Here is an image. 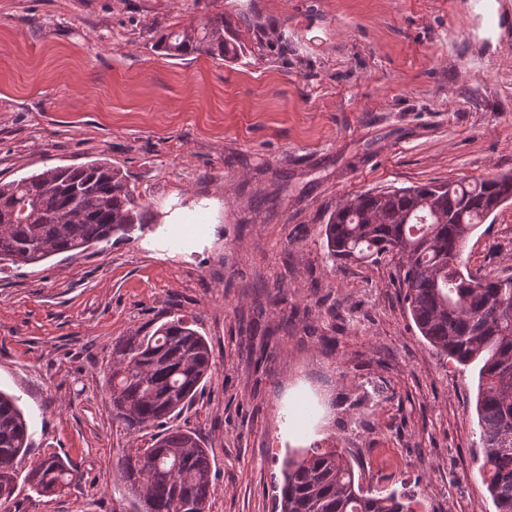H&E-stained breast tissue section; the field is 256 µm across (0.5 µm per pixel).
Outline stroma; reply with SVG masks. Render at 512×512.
<instances>
[{
	"label": "stroma",
	"mask_w": 512,
	"mask_h": 512,
	"mask_svg": "<svg viewBox=\"0 0 512 512\" xmlns=\"http://www.w3.org/2000/svg\"><path fill=\"white\" fill-rule=\"evenodd\" d=\"M238 58L175 59L212 16ZM105 158L149 223L0 265V390L77 479L11 512H135L117 466L112 343L167 313L215 364L173 421L212 458L210 512H273L289 451L350 450L415 512H496L478 380L420 336L386 259L332 265L324 226L368 190L512 172V0H0V180ZM512 274V203L470 237Z\"/></svg>",
	"instance_id": "stroma-1"
}]
</instances>
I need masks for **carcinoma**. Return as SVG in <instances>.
Instances as JSON below:
<instances>
[{
	"label": "carcinoma",
	"mask_w": 512,
	"mask_h": 512,
	"mask_svg": "<svg viewBox=\"0 0 512 512\" xmlns=\"http://www.w3.org/2000/svg\"><path fill=\"white\" fill-rule=\"evenodd\" d=\"M158 48L177 58L238 55L237 44L224 38L222 15L163 35ZM509 201L512 173L434 181L359 194L324 228L334 264L391 258L421 336L448 360L479 366L480 471L496 512H512V275L464 271L462 253L473 230ZM145 224L126 175L106 159L0 182V263L30 265L80 253L114 237L126 239ZM212 365L207 341L180 317L112 344L103 371L112 420L129 435L163 428L118 461L137 512H209V451L194 433L168 423L194 401ZM30 447V428L15 398L0 391L1 509L17 490L18 464ZM75 471L50 453L29 465L24 481L38 493L61 492ZM283 477L279 512H414L409 497L364 489L341 451L288 456Z\"/></svg>",
	"instance_id": "cac0c4a2"
}]
</instances>
